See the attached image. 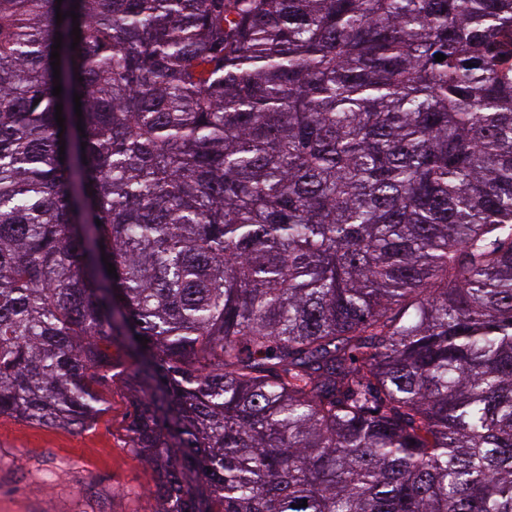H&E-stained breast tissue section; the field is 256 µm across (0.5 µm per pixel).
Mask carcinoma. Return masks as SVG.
<instances>
[{
  "label": "carcinoma",
  "mask_w": 512,
  "mask_h": 512,
  "mask_svg": "<svg viewBox=\"0 0 512 512\" xmlns=\"http://www.w3.org/2000/svg\"><path fill=\"white\" fill-rule=\"evenodd\" d=\"M56 5L0 0V416L118 345L155 512H512V0Z\"/></svg>",
  "instance_id": "carcinoma-1"
}]
</instances>
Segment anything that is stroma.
<instances>
[{
  "label": "stroma",
  "instance_id": "obj_1",
  "mask_svg": "<svg viewBox=\"0 0 512 512\" xmlns=\"http://www.w3.org/2000/svg\"><path fill=\"white\" fill-rule=\"evenodd\" d=\"M128 366L114 348L102 411L85 429L0 417V512H151L152 470L130 450Z\"/></svg>",
  "mask_w": 512,
  "mask_h": 512
}]
</instances>
